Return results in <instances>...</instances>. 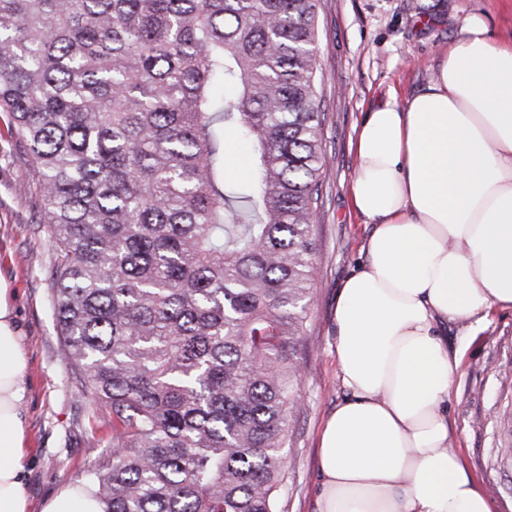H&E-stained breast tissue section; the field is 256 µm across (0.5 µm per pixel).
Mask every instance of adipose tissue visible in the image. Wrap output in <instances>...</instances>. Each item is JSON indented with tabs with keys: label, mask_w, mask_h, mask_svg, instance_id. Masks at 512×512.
Listing matches in <instances>:
<instances>
[{
	"label": "adipose tissue",
	"mask_w": 512,
	"mask_h": 512,
	"mask_svg": "<svg viewBox=\"0 0 512 512\" xmlns=\"http://www.w3.org/2000/svg\"><path fill=\"white\" fill-rule=\"evenodd\" d=\"M355 152L374 228L334 310L349 397L320 435L318 512H492L451 444L460 359L442 328L512 310V44L471 17L424 91L369 112ZM24 366L0 283V512L28 508Z\"/></svg>",
	"instance_id": "1"
}]
</instances>
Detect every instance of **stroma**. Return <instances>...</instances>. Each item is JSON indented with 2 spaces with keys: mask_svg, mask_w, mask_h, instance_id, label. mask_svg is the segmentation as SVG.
Listing matches in <instances>:
<instances>
[{
  "mask_svg": "<svg viewBox=\"0 0 512 512\" xmlns=\"http://www.w3.org/2000/svg\"><path fill=\"white\" fill-rule=\"evenodd\" d=\"M483 17L495 40L512 42V0H320L317 65L326 114L323 169L326 204L318 220L314 298L309 310L303 407L292 424L293 478L287 512H317L316 448L328 415L348 397L334 353V309L346 279L365 262L372 227L355 214L351 186L356 131L389 91L399 99L425 89L435 66L470 15ZM0 113V279L12 290L14 320L25 358L20 404L27 451L20 478L28 512H43L61 490L99 459L108 445L110 416L88 422L73 394L76 379L62 359L45 283L53 242L35 229L29 158ZM448 344L461 349V367L448 400L454 445L480 483L492 512H512V464L501 463L503 419L512 416V310L490 314L467 334L449 324Z\"/></svg>",
  "mask_w": 512,
  "mask_h": 512,
  "instance_id": "1",
  "label": "stroma"
}]
</instances>
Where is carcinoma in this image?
<instances>
[{
	"mask_svg": "<svg viewBox=\"0 0 512 512\" xmlns=\"http://www.w3.org/2000/svg\"><path fill=\"white\" fill-rule=\"evenodd\" d=\"M319 0H0V112L104 512H284L325 205ZM254 178L224 182V133Z\"/></svg>",
	"mask_w": 512,
	"mask_h": 512,
	"instance_id": "carcinoma-1",
	"label": "carcinoma"
}]
</instances>
